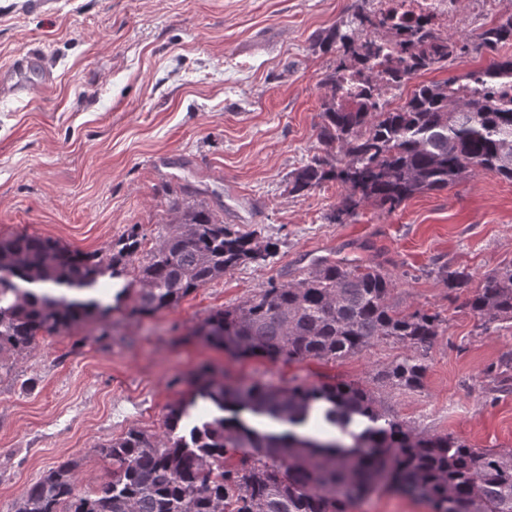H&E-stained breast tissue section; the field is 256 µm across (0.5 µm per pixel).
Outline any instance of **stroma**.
<instances>
[{
  "instance_id": "obj_1",
  "label": "stroma",
  "mask_w": 512,
  "mask_h": 512,
  "mask_svg": "<svg viewBox=\"0 0 512 512\" xmlns=\"http://www.w3.org/2000/svg\"><path fill=\"white\" fill-rule=\"evenodd\" d=\"M354 0H0V68L40 56L25 97L0 91V235L48 236L111 255L138 226L154 247L181 201L207 205L235 230L277 240L263 264L245 263L177 307L133 316L119 296L141 262H124L105 294L111 313L45 336L0 378V512L44 472L78 460L79 488L98 487L110 463L99 446L128 431L162 434L170 405L201 365L216 381L280 387L333 380L376 391L382 412L413 430L482 449L512 448V388L487 368L512 352V328L482 331L469 289L436 277L444 264L481 277L512 260V182L490 172L411 198L393 212L368 204L344 224L327 213L335 181L303 197L290 174L318 151L323 73L315 44L349 19ZM383 261L398 310L439 314L421 389L381 385L405 354L378 344L335 362L238 357L194 331L210 313L244 303L270 281L317 259ZM353 512H432L390 488Z\"/></svg>"
}]
</instances>
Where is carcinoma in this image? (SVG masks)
Masks as SVG:
<instances>
[{"label":"carcinoma","mask_w":512,"mask_h":512,"mask_svg":"<svg viewBox=\"0 0 512 512\" xmlns=\"http://www.w3.org/2000/svg\"><path fill=\"white\" fill-rule=\"evenodd\" d=\"M316 44L335 52L336 64L320 80L328 95L320 103L319 153L292 173L290 185L300 197L328 181L342 184L346 193L327 214L330 223L355 217L366 203L391 212L476 172L512 182V58L493 57L461 77L419 83L396 109L375 93L379 79L372 67L387 62L389 84L400 89L422 72L447 66L450 57L512 45V16L492 22L471 48L421 21L390 54L384 23L359 8L322 31ZM179 213L140 262L139 287L128 282L122 288L133 293L135 312L173 308L228 270L265 261L277 250V243L232 229L202 204L188 203ZM142 245L136 224L108 258L51 237H0V370L44 336L79 326L103 307L99 299H69L30 286L94 290ZM433 272L450 288L475 287L466 307L483 331L512 322V261L475 286L465 271L441 265ZM395 288L379 264L323 261L298 279L270 282L240 306L210 313L198 333L228 352L284 363L334 362L377 343L401 344L408 353L381 378L416 390L423 387L442 320L426 311H397L390 304ZM210 374L201 368L191 396L170 406L164 436L131 430L100 446L111 470L95 491L78 488V464L68 461L46 471L11 512H350L380 485L428 500L433 512H512V449H478L415 433L382 413L375 392L355 382L223 386ZM488 377L512 381V354L491 365ZM198 398L221 415L184 434L181 424ZM320 404L324 421L351 443L294 431ZM242 412L289 429L258 431L240 419Z\"/></svg>","instance_id":"obj_1"}]
</instances>
